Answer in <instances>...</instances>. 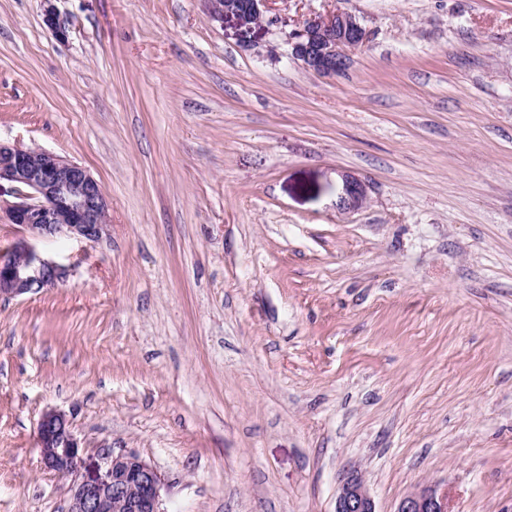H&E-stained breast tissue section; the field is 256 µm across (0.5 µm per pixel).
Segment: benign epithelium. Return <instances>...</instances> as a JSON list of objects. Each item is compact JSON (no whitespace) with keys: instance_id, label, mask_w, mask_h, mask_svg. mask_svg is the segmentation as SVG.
I'll return each mask as SVG.
<instances>
[{"instance_id":"obj_1","label":"benign epithelium","mask_w":512,"mask_h":512,"mask_svg":"<svg viewBox=\"0 0 512 512\" xmlns=\"http://www.w3.org/2000/svg\"><path fill=\"white\" fill-rule=\"evenodd\" d=\"M267 0H207L211 16L236 22L244 48L252 30L267 21L280 29L285 18H266ZM369 39L356 16L342 11L317 14L285 33L290 56L319 75L345 71L347 50ZM12 185L15 200L0 199V214L24 231L10 251L0 254V298L34 294L64 283L68 269L39 251L32 241L77 236L95 242L108 224V202L99 183L83 166L40 148H24L0 142V182ZM368 186L358 178H343V193L336 207L361 208ZM37 439L47 469L73 478L67 512H162L163 479L158 470L135 453L104 449L88 464L84 447L74 436L65 414L45 413ZM334 512H376L362 475L347 472L340 485ZM397 512H449L448 496L427 486L406 496Z\"/></svg>"}]
</instances>
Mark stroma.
Segmentation results:
<instances>
[{"label": "stroma", "mask_w": 512, "mask_h": 512, "mask_svg": "<svg viewBox=\"0 0 512 512\" xmlns=\"http://www.w3.org/2000/svg\"><path fill=\"white\" fill-rule=\"evenodd\" d=\"M0 0V139L84 166L103 237L0 298V512H67L37 427L132 451L163 512H512V0H270L367 28L325 78L206 0ZM368 186L337 208L344 176ZM334 512H376L374 500L357 470H350L343 478ZM396 512H449L448 496L427 486L406 496Z\"/></svg>", "instance_id": "stroma-1"}]
</instances>
